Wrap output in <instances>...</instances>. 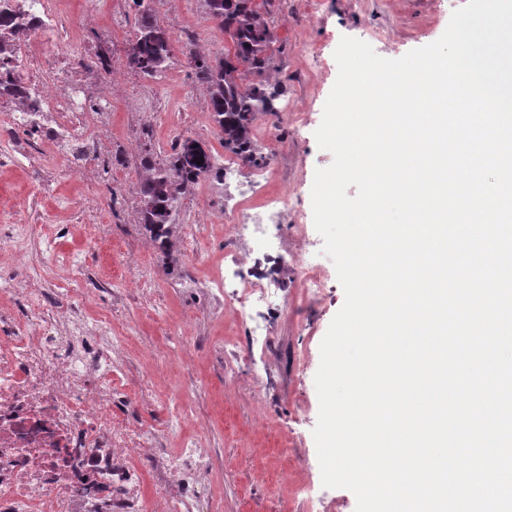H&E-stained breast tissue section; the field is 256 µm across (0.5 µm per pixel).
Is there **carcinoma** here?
Masks as SVG:
<instances>
[{
	"label": "carcinoma",
	"mask_w": 512,
	"mask_h": 512,
	"mask_svg": "<svg viewBox=\"0 0 512 512\" xmlns=\"http://www.w3.org/2000/svg\"><path fill=\"white\" fill-rule=\"evenodd\" d=\"M138 27L129 53V65L145 75L160 72L172 57V39L152 12V0H135ZM208 16L215 20L233 45L222 58L200 55L191 57L198 80L210 90V110L214 123L224 132V146L263 161L254 154L251 130L262 112L276 111L279 91L262 77L270 63L269 50L274 40L271 30L260 21L254 0H206ZM257 77L247 87L245 74ZM141 165L151 176L139 187L141 228L159 253L167 255L173 248L170 228L176 191L214 172L212 154L197 140L185 138L173 147L163 162L145 155Z\"/></svg>",
	"instance_id": "1"
}]
</instances>
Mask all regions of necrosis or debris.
Returning a JSON list of instances; mask_svg holds the SVG:
<instances>
[{"label": "necrosis or debris", "instance_id": "1", "mask_svg": "<svg viewBox=\"0 0 512 512\" xmlns=\"http://www.w3.org/2000/svg\"><path fill=\"white\" fill-rule=\"evenodd\" d=\"M5 2L19 34L0 80L21 93L0 94V112L9 115L0 125V168L31 160L37 138L68 162L70 175L85 174L103 148V91L86 81L80 59L42 48L63 37L60 0ZM287 212V195H273L234 219L231 233L283 254L270 228ZM2 295L9 303L0 306V512H213L205 493L211 457L202 440L185 441L173 455L156 446L159 429L179 424L181 413L169 411L154 427L113 412L120 400L147 413L153 406L125 381L123 337L111 323L88 325L73 307L93 301L95 289L51 299L30 275L20 284L0 279ZM281 304L263 277L250 279L233 314L254 345L267 348L271 332L253 307ZM136 455L150 466L155 496L143 491Z\"/></svg>", "mask_w": 512, "mask_h": 512}]
</instances>
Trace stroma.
I'll use <instances>...</instances> for the list:
<instances>
[{
    "instance_id": "stroma-1",
    "label": "stroma",
    "mask_w": 512,
    "mask_h": 512,
    "mask_svg": "<svg viewBox=\"0 0 512 512\" xmlns=\"http://www.w3.org/2000/svg\"><path fill=\"white\" fill-rule=\"evenodd\" d=\"M312 0H255L260 18L275 36L270 81L280 97L274 112L258 116L254 131L266 134L264 160L274 180L255 190L251 205L266 194L293 186L288 217L272 231L288 243L289 265L272 253H247V268L287 288L281 314L271 318L274 347L266 356L252 355L244 326L229 312L216 311L199 289L210 263L223 257L229 242L224 220V183H195L177 201L172 259H165L136 222L140 198L130 177L140 159L152 153L164 160L172 143L190 134L217 158L224 139L209 118L205 91L182 50L174 48L167 68L148 77L129 71L126 51L135 37L136 13L113 20L107 0H62L66 18L92 11L94 25L70 32L67 53L112 50V68L131 78L109 88L112 132L92 180L59 176L53 196H33L36 168L21 165L0 171V228L24 221L30 210L49 209L48 223H27L31 261L43 285L61 294L77 282L105 286L81 310L89 322L111 321L125 336L123 363L129 379L143 381L149 402L161 408L185 407L177 429L160 434L161 447L176 452L188 438H201L211 452L209 492L215 512H356V497L347 489L320 485V466L312 431L319 400L314 378L320 344L345 301L332 260L320 256L326 286L320 299L300 294L295 257L303 248L297 225H308V240L322 246L313 228L311 188L316 169L333 162L315 138L325 102L338 76L334 52L342 37L369 43L375 53L398 59L438 40L452 13L466 0H328L318 18H310ZM157 19L175 17L176 31L203 38L210 57H223L230 44L207 18L206 0H182L169 9L153 4ZM301 112L295 127L286 115ZM198 236V250L185 251L187 229ZM77 255L78 270L55 265L53 253ZM152 280V296L113 298L107 285L123 268ZM188 351L183 362L166 358Z\"/></svg>"
}]
</instances>
